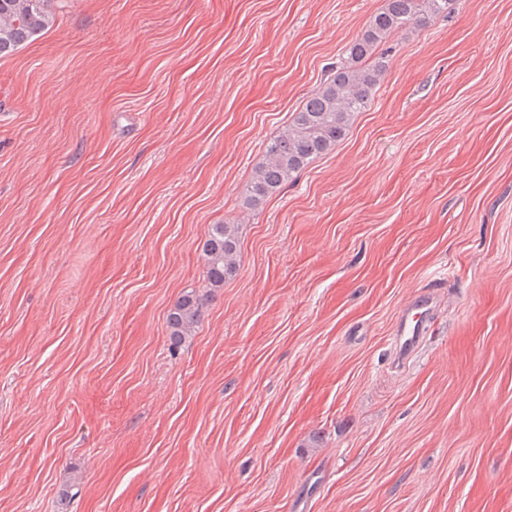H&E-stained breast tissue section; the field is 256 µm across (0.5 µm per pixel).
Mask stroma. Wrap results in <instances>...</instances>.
Here are the masks:
<instances>
[{"label":"stroma","instance_id":"35a3bbf8","mask_svg":"<svg viewBox=\"0 0 512 512\" xmlns=\"http://www.w3.org/2000/svg\"><path fill=\"white\" fill-rule=\"evenodd\" d=\"M383 3L63 0L0 58V512H512V0L400 32L346 138L245 202ZM206 278L212 287L223 286L239 265L240 236L237 224H213L203 244ZM202 298L193 290L183 293L167 315L170 340L180 343L196 327L201 316ZM432 307L433 299L427 295L415 296L404 307L394 336L395 353L399 359H410L421 348Z\"/></svg>","mask_w":512,"mask_h":512}]
</instances>
